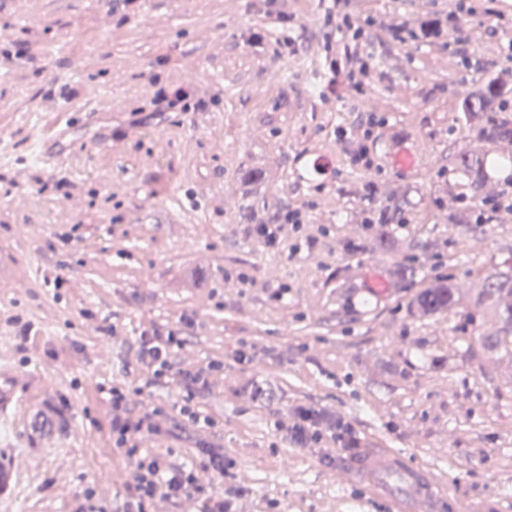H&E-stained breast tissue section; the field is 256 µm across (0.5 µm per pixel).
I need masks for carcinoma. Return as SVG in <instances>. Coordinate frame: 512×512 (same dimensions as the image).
<instances>
[{"label":"carcinoma","instance_id":"1","mask_svg":"<svg viewBox=\"0 0 512 512\" xmlns=\"http://www.w3.org/2000/svg\"><path fill=\"white\" fill-rule=\"evenodd\" d=\"M504 95L505 91L489 80L463 98L462 109L466 112L467 120L481 124L485 134L492 139L512 137V126L508 123L487 122L486 113L493 111ZM509 298L512 299V267L488 272L484 288L475 295L473 303L477 307L502 308L507 325L496 336L478 337V344L482 349L494 352L512 363V305L507 303ZM462 301L463 298L457 294L453 280L449 277L435 281L417 298L418 307L425 314L449 313L459 308Z\"/></svg>","mask_w":512,"mask_h":512}]
</instances>
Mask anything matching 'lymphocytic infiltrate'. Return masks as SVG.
<instances>
[{"label":"lymphocytic infiltrate","instance_id":"obj_1","mask_svg":"<svg viewBox=\"0 0 512 512\" xmlns=\"http://www.w3.org/2000/svg\"><path fill=\"white\" fill-rule=\"evenodd\" d=\"M466 0H456L446 19L419 16L397 24L394 34L398 39L414 38L429 41L441 36L444 28H451L460 50H468L470 43L465 31L458 25L460 14L473 13ZM324 28L328 33L325 51L331 56L330 67L341 76L343 83L356 92H363L374 77L370 57L363 47L364 29L353 23L349 14L325 16ZM181 345L175 334L143 336L138 343V359L147 373L143 385H115L108 392L110 406V432L112 446L131 460L134 465L132 480L127 489L123 512H154L157 501L171 503L186 498L201 501V512H232V503L212 494L198 480L194 467L165 460L159 454L144 448L148 436H160L161 409L144 406L133 408L131 394L142 393L144 387L159 386L173 379H180L183 394L181 413L198 430L212 428L213 420L195 410L193 401L211 388L214 376L223 371V362L212 360L195 370L177 371L174 354ZM292 442L303 448H315L330 441L341 448L358 445L351 425L339 417L308 407L294 410L288 425Z\"/></svg>","mask_w":512,"mask_h":512}]
</instances>
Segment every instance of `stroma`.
<instances>
[{
    "instance_id": "35a3bbf8",
    "label": "stroma",
    "mask_w": 512,
    "mask_h": 512,
    "mask_svg": "<svg viewBox=\"0 0 512 512\" xmlns=\"http://www.w3.org/2000/svg\"><path fill=\"white\" fill-rule=\"evenodd\" d=\"M471 3L459 24L476 65L446 39L392 35L448 0H346L375 21L377 76L360 94L326 58L333 0L0 5V366L15 391L0 408V512H78L89 487L120 512L133 467L112 448L106 390L139 379L140 336L170 332L176 367L224 363L197 401L216 426L184 421L178 383L148 388L131 405L162 408L165 433L144 445L198 466L214 494L240 484L233 512H385L367 482L345 480L349 452L289 441L299 406L434 473L461 512H512V365L475 349L503 321L470 302L512 263V220L475 221L486 190L512 184V153L461 110L505 63L512 0ZM371 116L385 125L366 171L336 133ZM57 128L60 150L38 159ZM463 157L482 160L481 186ZM386 207L399 221L364 223ZM291 208L317 245L247 237L254 216ZM442 275L463 305L422 314L417 296ZM203 440L234 478L203 469Z\"/></svg>"
}]
</instances>
